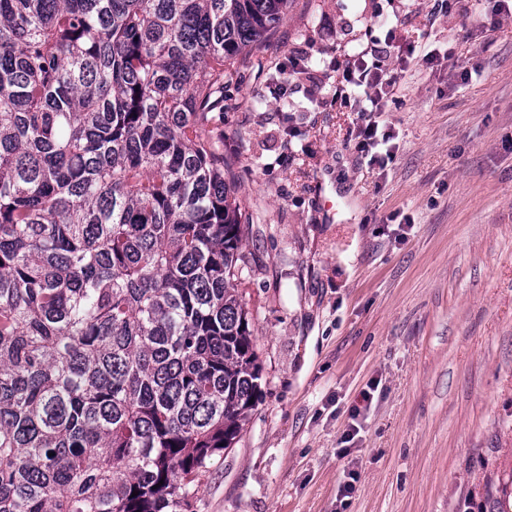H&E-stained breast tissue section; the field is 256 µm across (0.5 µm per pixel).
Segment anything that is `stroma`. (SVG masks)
<instances>
[{
	"label": "stroma",
	"mask_w": 512,
	"mask_h": 512,
	"mask_svg": "<svg viewBox=\"0 0 512 512\" xmlns=\"http://www.w3.org/2000/svg\"><path fill=\"white\" fill-rule=\"evenodd\" d=\"M393 20L390 140L368 159L334 63ZM213 129L249 217L262 380L193 512H497L512 498V18L496 0H292Z\"/></svg>",
	"instance_id": "35a3bbf8"
}]
</instances>
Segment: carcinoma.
Masks as SVG:
<instances>
[{"mask_svg": "<svg viewBox=\"0 0 512 512\" xmlns=\"http://www.w3.org/2000/svg\"><path fill=\"white\" fill-rule=\"evenodd\" d=\"M289 2L0 0V512H192L246 422L211 126Z\"/></svg>", "mask_w": 512, "mask_h": 512, "instance_id": "carcinoma-1", "label": "carcinoma"}]
</instances>
